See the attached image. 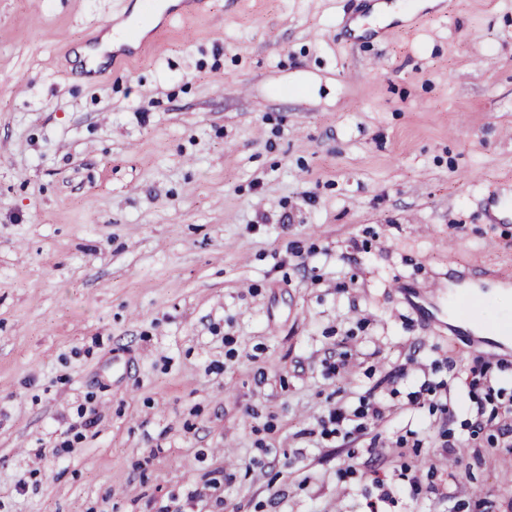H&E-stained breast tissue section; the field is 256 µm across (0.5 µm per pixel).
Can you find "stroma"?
<instances>
[{
    "mask_svg": "<svg viewBox=\"0 0 512 512\" xmlns=\"http://www.w3.org/2000/svg\"><path fill=\"white\" fill-rule=\"evenodd\" d=\"M133 3L0 0V512H512V350L444 326L512 284V0H206L81 78ZM124 28L118 26L115 29L107 31L102 35L100 44L96 49L84 48L81 53L84 55L92 54L96 57L97 63L103 61L104 53L112 51L111 61L113 68L119 67L129 60L137 57L148 45L146 38H135L134 42H125L116 49L112 50V45L118 43L117 36ZM330 421H332L337 428L332 429L330 432L334 434L342 435L343 438H347L353 433L362 434L367 429L366 421L377 422L383 421L387 418L385 408L371 395L363 398V403L357 408L352 416L356 420L362 419L361 422L349 428L350 422L356 421L351 418V415L347 412L344 405H336V407L330 412Z\"/></svg>",
    "mask_w": 512,
    "mask_h": 512,
    "instance_id": "1",
    "label": "stroma"
}]
</instances>
